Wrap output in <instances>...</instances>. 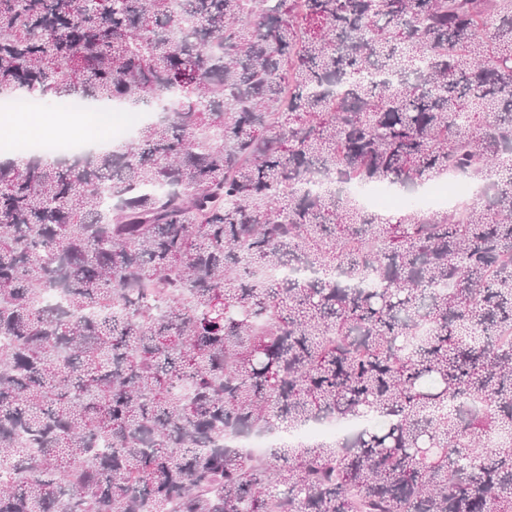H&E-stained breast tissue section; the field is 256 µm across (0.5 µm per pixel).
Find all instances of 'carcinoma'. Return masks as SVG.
<instances>
[{"mask_svg": "<svg viewBox=\"0 0 512 512\" xmlns=\"http://www.w3.org/2000/svg\"><path fill=\"white\" fill-rule=\"evenodd\" d=\"M22 91L156 118L0 161V512H512V0H0ZM469 192V187L459 181L456 177L445 176L425 193L421 195H410L399 201L401 206H414L419 208H431L448 206L455 208L457 202ZM375 423L376 421L372 418L353 420L344 423L329 421L294 431L288 435V440L298 441L314 438H330L335 434L344 433L353 428L373 426Z\"/></svg>", "mask_w": 512, "mask_h": 512, "instance_id": "1", "label": "carcinoma"}]
</instances>
